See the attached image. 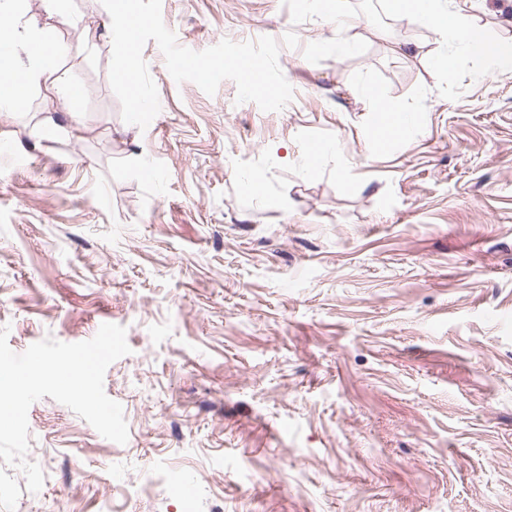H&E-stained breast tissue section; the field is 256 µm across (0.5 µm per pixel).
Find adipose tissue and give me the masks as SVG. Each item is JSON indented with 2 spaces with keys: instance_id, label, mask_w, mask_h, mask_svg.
<instances>
[{
  "instance_id": "1",
  "label": "adipose tissue",
  "mask_w": 512,
  "mask_h": 512,
  "mask_svg": "<svg viewBox=\"0 0 512 512\" xmlns=\"http://www.w3.org/2000/svg\"><path fill=\"white\" fill-rule=\"evenodd\" d=\"M26 0H0V112H16L26 103V93L34 84L51 80L55 91L69 100L81 97V85L60 70L64 53L63 43L54 31L29 22L24 28L14 24ZM392 18L427 25L437 36L432 43L408 46L409 55L422 61H431L447 74H454L460 52L483 58L487 65H495L512 55V36L492 37L479 25L474 16L458 8L454 0H387ZM109 10L114 23L111 31L102 37L110 42L121 58L113 72L114 77L130 88L134 114L144 112L138 86L141 65L137 51V37L144 25L143 19L132 14L129 0H110ZM365 97L371 108L384 111L383 120L375 122L371 139L377 150L385 151L402 133L401 120L406 111L385 107L381 92L367 88Z\"/></svg>"
}]
</instances>
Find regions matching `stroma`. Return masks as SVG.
Here are the masks:
<instances>
[{
  "instance_id": "1",
  "label": "stroma",
  "mask_w": 512,
  "mask_h": 512,
  "mask_svg": "<svg viewBox=\"0 0 512 512\" xmlns=\"http://www.w3.org/2000/svg\"><path fill=\"white\" fill-rule=\"evenodd\" d=\"M131 3L141 124L86 44L105 0L50 23L80 102L0 112V326L17 353L124 326L129 438L34 402L44 484L0 462V512H512V66L394 54L435 34L383 0H344L348 52L316 0ZM466 6L512 35V0ZM246 57L277 95L242 96ZM367 85L417 110L387 152ZM49 117L77 128L34 140Z\"/></svg>"
}]
</instances>
